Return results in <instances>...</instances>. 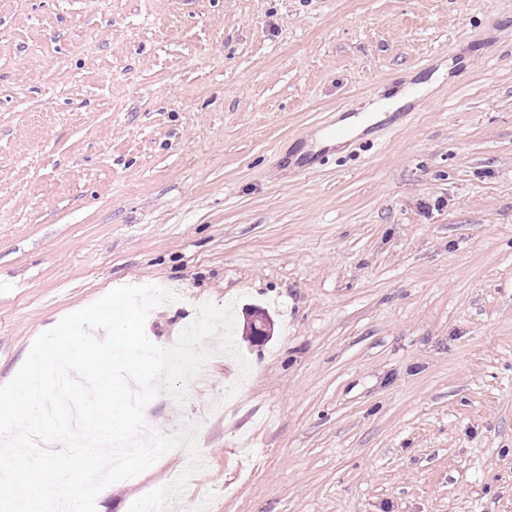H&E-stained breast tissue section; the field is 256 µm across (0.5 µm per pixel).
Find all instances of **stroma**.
I'll use <instances>...</instances> for the list:
<instances>
[{
	"label": "stroma",
	"instance_id": "35a3bbf8",
	"mask_svg": "<svg viewBox=\"0 0 512 512\" xmlns=\"http://www.w3.org/2000/svg\"><path fill=\"white\" fill-rule=\"evenodd\" d=\"M125 285L178 294L167 347L231 306L239 353L150 402L196 447L96 512L194 458L165 512H512V0H0V386Z\"/></svg>",
	"mask_w": 512,
	"mask_h": 512
}]
</instances>
